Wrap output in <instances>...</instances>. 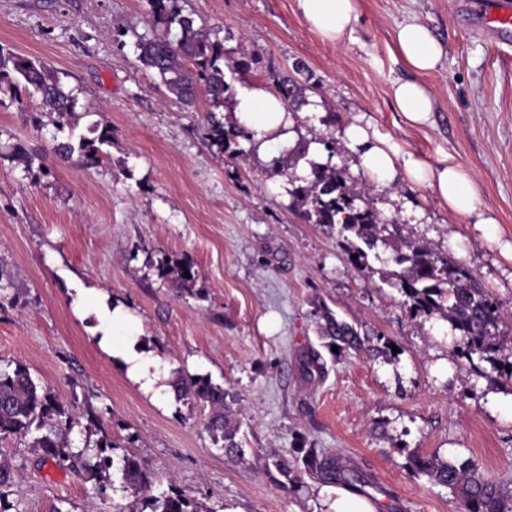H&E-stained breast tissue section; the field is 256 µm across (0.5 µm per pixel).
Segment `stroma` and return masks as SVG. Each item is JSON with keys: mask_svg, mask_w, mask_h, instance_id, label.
I'll list each match as a JSON object with an SVG mask.
<instances>
[{"mask_svg": "<svg viewBox=\"0 0 512 512\" xmlns=\"http://www.w3.org/2000/svg\"><path fill=\"white\" fill-rule=\"evenodd\" d=\"M359 19L338 44L310 29L296 0H180L226 61V103L199 93L186 109L139 62L151 35L148 0H0V45L44 61L77 99L69 126L24 91L0 90V365L20 361L72 410L74 449L108 434L152 473L153 492L183 493L192 512H323L321 481L280 485L272 465L306 444L369 474L376 512H461L458 499L416 475L411 452L472 459L512 480V383L479 375L438 315L412 316L386 274L389 249L353 267L336 226L307 224L289 207L288 175L307 152L346 163L352 191L398 226L464 263L503 316L512 358V28L490 31L495 0H357ZM428 28L443 55L418 75L397 52L399 24ZM308 104L294 113L287 152L260 159L252 141L219 151L207 113L232 125L242 87L273 90L293 64ZM434 97L427 124H408L392 100L398 80ZM370 143L473 179L484 223L453 213L428 186L372 179L350 124ZM109 127L104 163L61 147ZM193 262L196 297L144 265L146 251ZM326 303L360 334L394 351L326 357L304 378L299 359L320 349L315 307ZM121 309L137 349L161 359L162 377L209 375L230 394L244 460L227 458L206 428L208 411L168 390L144 392L101 339L99 313ZM0 512H140L110 474L109 491L82 469L44 458L32 437L0 439Z\"/></svg>", "mask_w": 512, "mask_h": 512, "instance_id": "1", "label": "stroma"}]
</instances>
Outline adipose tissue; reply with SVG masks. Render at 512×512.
<instances>
[{
    "mask_svg": "<svg viewBox=\"0 0 512 512\" xmlns=\"http://www.w3.org/2000/svg\"><path fill=\"white\" fill-rule=\"evenodd\" d=\"M297 5L310 27L328 42H341L358 20L356 0H297ZM396 46L409 68L420 74L435 70L442 57V49L430 31L413 21L399 25ZM392 97L405 120L415 125L427 122L434 109L430 91L416 81L394 82ZM232 110L236 122L251 132L259 152H266L273 142L287 145L291 111L278 94L256 86L243 88ZM362 160L367 170L382 178L390 180L401 172L427 184L456 213L470 216L477 210L475 185L456 166L434 169L411 159L403 161L397 150L385 143L369 146ZM112 350L122 357L133 382L146 391L155 388L160 376L158 360L152 353L137 351L133 343L118 340L113 341Z\"/></svg>",
    "mask_w": 512,
    "mask_h": 512,
    "instance_id": "1",
    "label": "adipose tissue"
}]
</instances>
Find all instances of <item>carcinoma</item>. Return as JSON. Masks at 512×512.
<instances>
[{
  "label": "carcinoma",
  "instance_id": "1",
  "mask_svg": "<svg viewBox=\"0 0 512 512\" xmlns=\"http://www.w3.org/2000/svg\"><path fill=\"white\" fill-rule=\"evenodd\" d=\"M149 23L160 30L153 38H139L136 48L139 61L157 72L168 91L186 104L194 102L195 90L203 88L214 104H224L228 84L224 69L235 71L239 62L224 63V45L213 41L207 33L195 27L194 19L182 14L179 0H150ZM22 87L29 96H38L54 113L59 126L69 122L76 107V97L64 91L56 71L38 59L21 57L0 47V85ZM276 92L299 111L308 104L303 87L288 79L276 84ZM243 133L235 125L224 123L210 115L205 139L219 149L230 147ZM112 132L104 129L95 138L83 137L77 144L62 147L66 154L77 152L89 164L102 161L100 145L110 141ZM349 172L346 165L310 162V177L301 181L287 176L288 195L294 211L306 224H336L347 243V254L355 266L367 264L368 252L382 243L391 247L389 261L396 266L391 273V285L405 297L411 315L439 314L458 333L461 354L490 365L499 377L512 381V363L501 362L498 356L500 336H487V324L502 323L497 305L464 264L436 252L416 241L394 237L388 221L361 196L347 188ZM159 276L176 272L181 294L195 291L194 266L189 261L159 260ZM190 277H185L184 273ZM323 338L327 347L364 350L374 356L385 348L378 346L382 338L361 337L358 332L327 307L318 310ZM175 396L192 397L210 407L206 427L217 441H222L224 455L242 458L245 450L237 439L239 428L228 416V392L207 376L175 373L170 381ZM71 413L54 395L37 382L22 362L0 367V437L27 435L36 429L42 435L34 446L43 449L45 458L56 463L79 466L99 481L113 466H118L123 483L143 495L141 512H189V501L179 492L156 496L153 481L145 465L135 456L124 454L114 459L115 445L103 436L93 447L75 451L64 440ZM409 464L417 475L449 489L462 502L464 512H512V489L504 481L487 478L470 460L451 462L436 453L414 452ZM284 478L281 485L301 482L308 474L325 484H341L358 492L371 484L369 476L346 459L324 448H301L298 455L279 457L272 462Z\"/></svg>",
  "mask_w": 512,
  "mask_h": 512
}]
</instances>
